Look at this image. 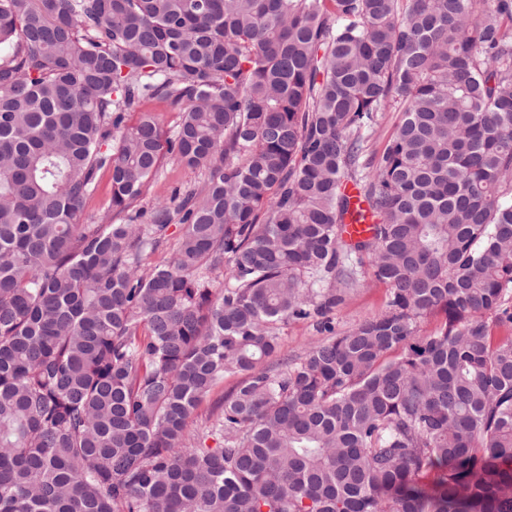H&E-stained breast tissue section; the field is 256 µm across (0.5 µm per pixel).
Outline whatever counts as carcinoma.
I'll use <instances>...</instances> for the list:
<instances>
[{
  "instance_id": "1",
  "label": "carcinoma",
  "mask_w": 512,
  "mask_h": 512,
  "mask_svg": "<svg viewBox=\"0 0 512 512\" xmlns=\"http://www.w3.org/2000/svg\"><path fill=\"white\" fill-rule=\"evenodd\" d=\"M0 512H512V0H0ZM399 117V112H395L394 109L379 114L372 136L369 138V151H373L378 155L383 152L399 121ZM207 171L200 167L191 169L178 159L166 156L157 174L151 180L148 190L136 202V207L151 209L160 202H168L175 187L181 190L203 185ZM111 182L110 174L100 172L97 178V186L84 205V217L88 221H98L110 202ZM367 272L364 285L350 289L345 301L330 315L336 336L355 329L364 321L383 314L387 309L388 286L374 281L369 270ZM280 348L278 353L265 364L277 366L283 359L296 357L305 352L310 344L328 339L331 334L318 332L310 321H288L280 331ZM238 381V376L224 378V382L218 384L200 404L188 422L187 433L191 438H198V441H201L205 447L213 448L217 445L216 437L208 433V427L212 421L209 419H213V416L219 412V401L234 389Z\"/></svg>"
}]
</instances>
